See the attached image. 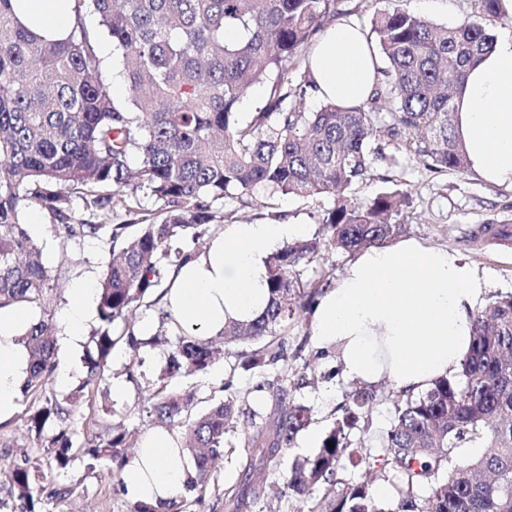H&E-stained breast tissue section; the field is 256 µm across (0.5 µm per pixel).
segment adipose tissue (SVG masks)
Masks as SVG:
<instances>
[{"mask_svg":"<svg viewBox=\"0 0 512 512\" xmlns=\"http://www.w3.org/2000/svg\"><path fill=\"white\" fill-rule=\"evenodd\" d=\"M14 2L21 21L43 37H64L72 27L70 0ZM377 64L359 27L338 22L309 55L313 90L323 100L365 101L376 86ZM455 106L470 168L489 183L512 186V36L497 39L476 62ZM304 232L301 224L228 225L176 274L165 296L173 316L204 339L215 337L227 320L259 318L270 302L267 257ZM487 288L455 250L414 239L372 247L322 296L312 314L314 334L339 348L349 379L384 378L415 393L458 370L471 344V314ZM23 320L16 310H0V419L12 414L26 369L16 342ZM194 476L176 433L156 429L129 461L124 484L134 503L165 512Z\"/></svg>","mask_w":512,"mask_h":512,"instance_id":"1","label":"adipose tissue"}]
</instances>
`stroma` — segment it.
Returning <instances> with one entry per match:
<instances>
[{
  "label": "stroma",
  "instance_id": "1",
  "mask_svg": "<svg viewBox=\"0 0 512 512\" xmlns=\"http://www.w3.org/2000/svg\"><path fill=\"white\" fill-rule=\"evenodd\" d=\"M397 7L439 24L452 25L476 12L474 0H339V12L359 9L356 21L369 29L374 12ZM406 183L409 203L403 211L405 237L430 246L448 247L460 252L490 284L489 295L512 292V245H480L471 236L485 224L512 223V187L484 182L474 172L458 174L452 171L433 172L413 160H403L401 167L388 168L382 162L373 163L370 175L358 188L360 198L380 191L394 190ZM254 198H272L282 220L304 224L309 237L322 233V219L329 202L322 197L296 198L271 196L269 190L256 188ZM23 221L31 236L42 246L44 258L58 279V288L50 297L47 308L26 307L31 320L42 318L51 311L55 328L57 369L48 388L58 394L69 392L85 375V362L95 355L93 334L100 326L98 317L86 323L80 340L69 341L65 316L75 301L74 290L80 286L97 287L107 264L112 259L107 236L88 237L62 244L56 222L48 211L30 208ZM139 335L146 341L139 351L118 344L104 367L103 380L93 393L92 415L99 421V432L108 427L122 426L145 436L155 429L149 417L152 387L167 363L168 348L151 344L159 326L160 307L144 300L139 308ZM285 358L277 363L247 370L244 360L251 346L232 343L223 345V353L211 369L190 377L177 376L169 381L171 391L193 397L192 412L201 414L211 404L229 396L238 405L254 410V427H262L276 414L275 391L282 376H289L290 398L311 409V421L300 431L293 443L268 466L267 482L270 494L251 512H307L309 497H296L280 492L281 476L295 457L312 454L320 440L340 417L347 395L357 384L347 379L335 347H320L313 334L310 315H303L285 336ZM374 400L349 434L357 448L380 447L390 428L401 396L399 389L382 379L368 384ZM15 410L9 420L0 422V512H14L16 503L8 494L7 459L21 453L40 456V442L28 427L30 397L16 395ZM234 444L232 452L224 453L211 474L206 493H183L168 512H224V489L236 482L241 464L248 453L244 446V429L236 427L227 434ZM46 487L63 486L66 493L52 499H36L34 512H134L135 504L127 498L123 472L115 464L89 465L87 460H74L64 475L47 471Z\"/></svg>",
  "mask_w": 512,
  "mask_h": 512
}]
</instances>
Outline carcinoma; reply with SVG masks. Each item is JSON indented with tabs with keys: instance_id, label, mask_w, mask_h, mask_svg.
Masks as SVG:
<instances>
[{
	"instance_id": "1",
	"label": "carcinoma",
	"mask_w": 512,
	"mask_h": 512,
	"mask_svg": "<svg viewBox=\"0 0 512 512\" xmlns=\"http://www.w3.org/2000/svg\"><path fill=\"white\" fill-rule=\"evenodd\" d=\"M477 2L476 16L452 26L399 8L377 13L367 40L385 62L377 67L381 92L305 112L302 53L336 16V0H73L74 25L54 40L22 24L12 0H0V309L41 307L53 290L43 249L22 221L28 207L49 211L63 242L105 232L117 252L97 286L96 357L68 394L46 391L56 370L52 319L42 317L23 334L29 367L22 391L33 397L30 428L43 438L51 469L65 471L77 454L96 462L125 457L126 432L92 435L77 413L117 343L141 347L140 303L166 289V272L188 260V235L226 218L216 205L237 202L278 217L272 204L251 196L258 185L330 201L324 242L288 243L266 260L264 315L228 321L220 332L257 344L247 360L256 368L280 359L282 337L316 303L319 291L303 276L320 248L353 253L403 233L398 216L408 193L355 197L374 162L398 167L404 153L434 172L468 170L453 99L470 65L494 45L495 28L512 24L503 0ZM90 15L99 27L87 25ZM102 29L121 52L129 88L122 101L113 97L99 53ZM258 83L270 85L268 99L243 121L238 106ZM142 189L158 208L142 206ZM116 199L124 203L123 222L72 223L74 202L108 218ZM472 319L460 370L397 404L379 448L396 478L391 501L378 503L367 482L337 478L344 458L360 455L348 432L372 395L357 390L321 446L294 459L282 476L294 495L325 488L308 512H512V293ZM160 324L155 336L170 352L149 413L186 427L185 447L196 464L189 488L203 491L212 463L234 448L226 434L246 409L226 399L192 415L191 398L169 391L168 379L208 371L214 340L193 335L164 309ZM276 399L278 416L248 438L239 483L224 488V512H249L265 498L261 466L310 422L288 386L277 388ZM465 448L479 452L455 462ZM41 465L26 454L9 462L18 512H33Z\"/></svg>"
}]
</instances>
